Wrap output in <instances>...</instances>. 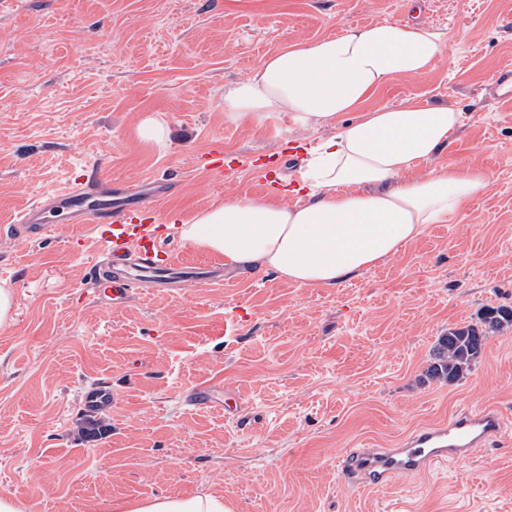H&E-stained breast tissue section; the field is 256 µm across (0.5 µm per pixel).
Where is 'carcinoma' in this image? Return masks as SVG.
Masks as SVG:
<instances>
[{"instance_id":"carcinoma-1","label":"carcinoma","mask_w":512,"mask_h":512,"mask_svg":"<svg viewBox=\"0 0 512 512\" xmlns=\"http://www.w3.org/2000/svg\"><path fill=\"white\" fill-rule=\"evenodd\" d=\"M483 323L491 330L512 326L511 308H492L484 316ZM483 345V333L474 325L448 329V334L438 343L435 361L427 373L445 382H454L471 371Z\"/></svg>"}]
</instances>
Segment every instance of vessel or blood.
I'll return each mask as SVG.
<instances>
[{
	"instance_id": "vessel-or-blood-1",
	"label": "vessel or blood",
	"mask_w": 512,
	"mask_h": 512,
	"mask_svg": "<svg viewBox=\"0 0 512 512\" xmlns=\"http://www.w3.org/2000/svg\"><path fill=\"white\" fill-rule=\"evenodd\" d=\"M486 93L501 103L512 105V63L503 65L486 86ZM302 159L299 148L291 147L269 156L264 179L276 186L280 173ZM242 160L212 150L206 171L220 178L242 171ZM172 184L162 176L143 179L139 191L127 182L103 176L96 168L79 175L63 192L42 198L9 225L12 236L37 241L55 225L91 226L98 239L102 259L90 278L100 298L112 307L124 305L134 288L162 285L174 274L184 273L180 261L163 249L168 228L160 224L157 205L167 198ZM86 413L111 410L112 388L106 384L82 395ZM501 412L493 407L463 409L439 422L416 430L394 448H355L344 457L342 467L355 482L376 487L405 476L421 475L451 461H463L476 449L500 437Z\"/></svg>"
}]
</instances>
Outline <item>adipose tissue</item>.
I'll list each match as a JSON object with an SVG mask.
<instances>
[{
    "label": "adipose tissue",
    "mask_w": 512,
    "mask_h": 512,
    "mask_svg": "<svg viewBox=\"0 0 512 512\" xmlns=\"http://www.w3.org/2000/svg\"><path fill=\"white\" fill-rule=\"evenodd\" d=\"M441 51L438 33L383 22L271 55L254 74L224 93L237 120L270 115L293 125L336 127L308 151L297 184L305 204L230 197L182 221L181 240L229 263L271 270L311 287H333L375 267L443 224L484 193L485 170L457 166L417 174V167L449 147L461 115L443 105L408 100L369 107L394 79L427 72ZM354 120L341 122L345 113ZM129 512H225L214 495L162 496Z\"/></svg>",
    "instance_id": "obj_1"
}]
</instances>
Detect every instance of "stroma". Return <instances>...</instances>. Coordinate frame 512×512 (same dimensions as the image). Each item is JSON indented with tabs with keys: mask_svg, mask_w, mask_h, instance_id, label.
<instances>
[{
	"mask_svg": "<svg viewBox=\"0 0 512 512\" xmlns=\"http://www.w3.org/2000/svg\"><path fill=\"white\" fill-rule=\"evenodd\" d=\"M412 24L447 59L399 77L370 106L415 98L463 115L421 172L473 164L489 188L450 222L333 288L225 268L223 284L94 301L90 228L36 242L18 214L96 166L126 182L167 176L162 220L225 197L255 174L207 183L205 153L256 160L324 129L236 120L224 90L282 47L346 28ZM512 61V0H0V495L22 512H121L153 497H223L229 512H512V327L487 331L461 380L427 376L449 328L512 308V105L484 88ZM148 115L165 149L136 134ZM112 388L85 414L82 391ZM213 404H192L195 387ZM503 413L496 445L385 487L355 484L352 448H393L457 409Z\"/></svg>",
	"mask_w": 512,
	"mask_h": 512,
	"instance_id": "35a3bbf8",
	"label": "stroma"
}]
</instances>
